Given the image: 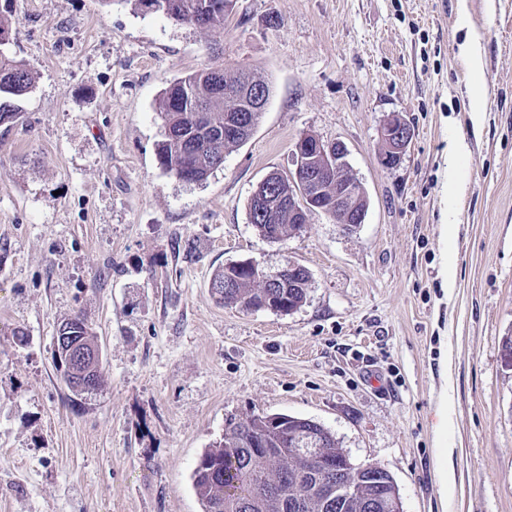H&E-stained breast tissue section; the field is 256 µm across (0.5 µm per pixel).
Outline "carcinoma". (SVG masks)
Returning <instances> with one entry per match:
<instances>
[{"mask_svg": "<svg viewBox=\"0 0 512 512\" xmlns=\"http://www.w3.org/2000/svg\"><path fill=\"white\" fill-rule=\"evenodd\" d=\"M144 14L160 13L167 18L203 30L224 27L232 12L231 0H134ZM8 20L0 18V124H10L20 117L17 101L34 89L35 76L28 64L10 56L4 46L11 39ZM256 79L241 68L229 73L222 68L205 67L170 81L160 97L158 116L165 139L158 149L163 170L179 177L184 164L192 166L197 181L206 180L224 164V155L245 144L257 128L262 113L252 115L250 129L224 135V119L243 110L246 100L224 95L226 87H242ZM288 176L272 179L262 187L260 197L250 198V222L263 238L282 242L302 228L297 218L288 215V207L279 206L274 220L263 219V199L288 190ZM233 280V287L224 281ZM210 284L221 286L217 301L245 312L266 301L269 309L288 314L305 302L309 279L290 274L281 288H262L255 280L253 266L235 262L218 269ZM74 341L97 344L96 336L81 316L62 323ZM230 433L202 453L193 474V484L202 512H366L364 500L377 492L371 475L388 480L385 490L398 493L392 474L385 468L369 465L346 466V481L357 494L337 505L328 503L329 487L320 478L316 460L290 450L283 431L301 432L305 423L283 414L250 415L232 419ZM323 443L316 455L343 458L331 432L322 427Z\"/></svg>", "mask_w": 512, "mask_h": 512, "instance_id": "1", "label": "carcinoma"}]
</instances>
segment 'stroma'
<instances>
[{"label":"stroma","instance_id":"obj_1","mask_svg":"<svg viewBox=\"0 0 512 512\" xmlns=\"http://www.w3.org/2000/svg\"><path fill=\"white\" fill-rule=\"evenodd\" d=\"M0 17L36 77L0 125V512H202L200 455L262 413L386 468L403 512H512V0H235L216 31L131 0H0ZM207 66L272 93L252 137L186 183L158 163L157 106ZM393 117L413 137L389 168ZM306 134L346 145L366 218L314 213L272 243L249 200ZM241 260L304 266L305 302L217 304L213 273ZM77 314L101 349L82 400L53 357Z\"/></svg>","mask_w":512,"mask_h":512}]
</instances>
